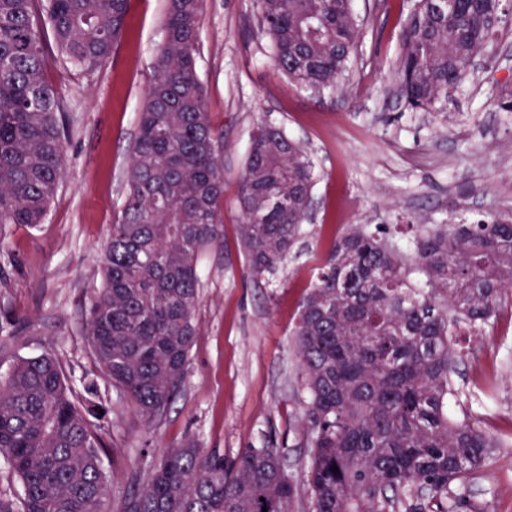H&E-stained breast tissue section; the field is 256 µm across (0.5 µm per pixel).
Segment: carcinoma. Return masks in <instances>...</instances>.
<instances>
[{
    "label": "carcinoma",
    "instance_id": "1",
    "mask_svg": "<svg viewBox=\"0 0 512 512\" xmlns=\"http://www.w3.org/2000/svg\"><path fill=\"white\" fill-rule=\"evenodd\" d=\"M37 0H0V228L44 221L65 173L59 93L34 18ZM131 0H47L60 54L91 71L123 37ZM278 70L334 89L360 41L352 0H256ZM506 0H417L401 25L399 94L414 112L469 80ZM203 0H168L155 76L138 113L128 191L101 257L86 336L98 375L69 384L51 353L0 382V457L22 486L0 512H104L99 381L147 426L160 422L196 336L199 261L224 239L223 133L197 72ZM314 170L284 130L258 128L237 192L248 274L274 273L304 236ZM418 273L423 280H415ZM512 288V215L419 224L403 250L350 224L318 268L292 336L308 440L309 512H459L499 446L448 415L460 327L494 322ZM338 471H332V467ZM281 449L244 448L228 466L194 438L131 475L120 512H294Z\"/></svg>",
    "mask_w": 512,
    "mask_h": 512
}]
</instances>
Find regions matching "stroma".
Instances as JSON below:
<instances>
[{
	"label": "stroma",
	"instance_id": "stroma-1",
	"mask_svg": "<svg viewBox=\"0 0 512 512\" xmlns=\"http://www.w3.org/2000/svg\"><path fill=\"white\" fill-rule=\"evenodd\" d=\"M409 0H354L361 40L341 87L292 86L275 68L253 0H205L198 76L209 120L224 134V241L205 252L197 334L181 391L148 427L109 385L101 465L115 481L106 512H119L130 473H144L185 436L232 460L272 442L307 512L301 375L292 350L299 303L347 225L438 224L449 210L512 214V115L496 111L512 87V17H503L468 83L440 112L410 111L398 93L400 28ZM167 0H131L114 55L93 71L49 47L47 82L60 94L66 172L42 224L0 235V378L20 360L53 352L71 386L96 374L84 322L102 286L99 258L127 189L129 146L154 78ZM284 128L315 167L306 233L288 261L260 279L247 273L238 183L258 124ZM456 418L512 442V299L481 336L461 334ZM466 512H512V464L491 461L469 489Z\"/></svg>",
	"mask_w": 512,
	"mask_h": 512
}]
</instances>
